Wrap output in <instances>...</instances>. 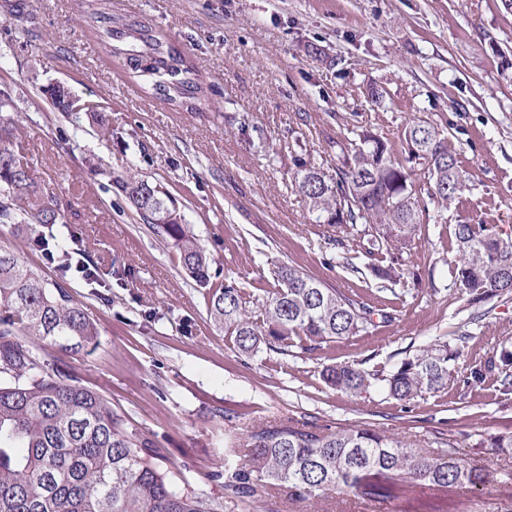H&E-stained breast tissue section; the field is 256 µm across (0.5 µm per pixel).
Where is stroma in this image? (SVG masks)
<instances>
[{
    "instance_id": "1",
    "label": "stroma",
    "mask_w": 512,
    "mask_h": 512,
    "mask_svg": "<svg viewBox=\"0 0 512 512\" xmlns=\"http://www.w3.org/2000/svg\"><path fill=\"white\" fill-rule=\"evenodd\" d=\"M83 7L0 0V88L18 120L10 148L31 167V200L60 205L56 236H78L97 267V282L70 285L97 321L100 344L61 355L62 364L158 442L163 469L215 497L224 494L212 475L224 467L227 434L290 416L368 423L457 451L490 474L475 493L417 482L365 502L335 489L326 512H512V456L486 462L471 448L512 434V393L496 378L402 405L381 385L355 396L321 377L330 364H391L464 333L463 368L512 342V293L473 310L454 270L456 225L494 224L512 236V13L501 0H112L113 13L149 22L198 68L207 92L193 112L168 105L107 57ZM56 81L97 101L111 135L58 112L42 93ZM373 85L385 88L382 103L370 99ZM354 113L403 164L406 122L447 127L469 177L404 248L397 283L376 279L364 256L344 263L294 186L298 156L334 173L329 143L350 139ZM133 173L178 200L218 278L262 300L275 266L292 264L392 321L314 351L240 355L210 321L175 249L140 223L117 187ZM26 236L25 225L0 224V247L57 280L56 264Z\"/></svg>"
}]
</instances>
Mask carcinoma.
I'll return each mask as SVG.
<instances>
[{"label": "carcinoma", "instance_id": "carcinoma-1", "mask_svg": "<svg viewBox=\"0 0 512 512\" xmlns=\"http://www.w3.org/2000/svg\"><path fill=\"white\" fill-rule=\"evenodd\" d=\"M85 21L104 49L127 70L152 81L171 104L192 110L205 98L204 83L185 54L150 24L112 14L111 0H85ZM15 122L0 117V224H34L30 245L69 264L73 252L50 229L61 214L51 204L28 210L17 201L28 194L29 167L7 142ZM355 138L336 142L339 165L328 177L310 162L294 160L295 186L315 223L336 233L334 242L368 257L374 276L395 283L404 276L400 251L411 242L429 206L442 210L466 186L467 176L448 129L429 120L404 127L409 159L421 173L392 159L383 138L352 125ZM140 220L176 249L182 268L208 288L213 322L240 352L265 345H298L313 351L337 339L368 331L374 312L350 295L324 286L293 266L273 270L276 285L249 311L253 295L235 282L211 286L212 259L190 233L177 201L163 188L133 175L120 183ZM455 277L466 304L480 308L512 291V237L490 224H459ZM96 320L77 302L66 280L48 281L6 250H0V512H224V500L180 487L162 471L157 442L131 428L98 392L79 384L46 352L72 354L99 345ZM467 337L436 341L390 367L369 370L336 363L322 370L325 384L357 395L371 381L387 396L407 404L450 385L471 388L491 375L512 391V348L460 370ZM488 456L512 454V435L482 437L472 444ZM247 448L241 464L224 465L213 477L227 494L249 498L257 487L315 500L339 488L364 501L393 497L403 482L480 490L488 473L443 448L409 443L371 425L316 426L286 419L254 425L233 436L231 452Z\"/></svg>", "mask_w": 512, "mask_h": 512}]
</instances>
